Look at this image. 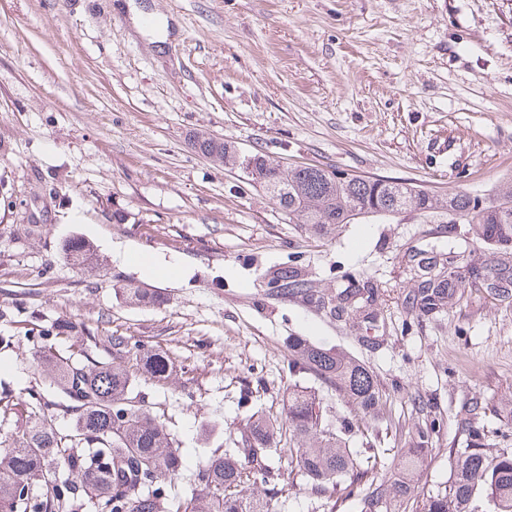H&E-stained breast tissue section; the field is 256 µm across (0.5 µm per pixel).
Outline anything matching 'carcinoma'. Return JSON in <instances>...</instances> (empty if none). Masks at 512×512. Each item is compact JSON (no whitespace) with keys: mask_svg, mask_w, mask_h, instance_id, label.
<instances>
[{"mask_svg":"<svg viewBox=\"0 0 512 512\" xmlns=\"http://www.w3.org/2000/svg\"><path fill=\"white\" fill-rule=\"evenodd\" d=\"M213 160L235 166L256 180L288 218L316 235L358 218L389 216L408 210L454 212L452 224H469L473 238L500 249L512 248V182L485 202L465 190L433 198L415 186L353 176L333 182L331 171L317 166L284 170L259 154H240L228 142L210 147ZM92 245L74 236L62 247L64 261L83 266ZM460 253L448 251V282L420 288L415 308L422 314L441 310L445 294L478 288L498 270L460 266ZM272 283L287 292L302 286L294 266L278 269ZM124 301L142 306L160 301L145 288L122 289ZM78 349L62 354L46 344L58 335L52 324L38 330L31 369L35 385L17 398L0 385V512H271L278 468L274 457L288 455V466L309 483L318 498L355 500L359 512H382L396 498L410 494L404 480L377 475L364 453L377 451L380 429L372 430L365 448L350 447L363 434L365 421L383 417L387 398L363 362L342 349L324 348L305 339L289 343L288 370L312 374L336 391L346 414L332 425L324 420L323 398L293 385L288 388L285 417L257 411L243 424L245 446L219 444L195 471L188 495L172 491L183 472V457L160 416L133 397L140 376L168 379L171 360L146 350L125 336H99L73 326ZM48 385L55 398L41 391ZM68 417L65 429L55 425ZM288 426L289 448L280 447ZM437 421L413 431L412 447L400 449V469L415 474L418 456L429 450ZM466 447L455 452L452 480L445 492L421 500L417 512H472L479 495L490 512H512V453H485L481 425L465 424Z\"/></svg>","mask_w":512,"mask_h":512,"instance_id":"cac0c4a2","label":"carcinoma"}]
</instances>
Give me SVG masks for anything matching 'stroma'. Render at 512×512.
<instances>
[{
  "instance_id": "35a3bbf8",
  "label": "stroma",
  "mask_w": 512,
  "mask_h": 512,
  "mask_svg": "<svg viewBox=\"0 0 512 512\" xmlns=\"http://www.w3.org/2000/svg\"><path fill=\"white\" fill-rule=\"evenodd\" d=\"M120 2L0 0V336L13 339L0 383L31 387L27 332L55 322L168 354L169 380L138 391L182 450L185 490L206 458L205 424L242 444L251 409L282 413L294 383L335 419L333 390L288 374L300 336L373 370L387 397L383 477L399 476L391 449L440 420L411 499L390 512L447 486L471 398L489 454L512 452V297L469 289L429 316L410 303L417 252L447 253L467 225L408 211L321 241L190 145L207 133L288 167L491 196L512 179V0H134L141 28ZM73 236L93 245L99 273L62 260ZM144 253L181 276L141 273L131 259ZM285 265L314 294L356 279L375 296L331 315L271 288ZM128 282L164 303L126 306ZM277 489L274 512H358L296 473Z\"/></svg>"
}]
</instances>
